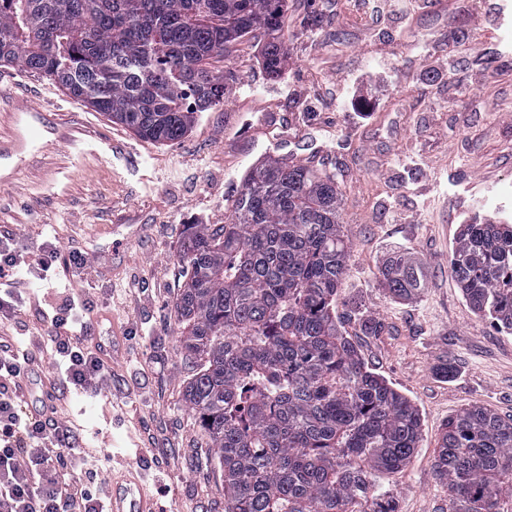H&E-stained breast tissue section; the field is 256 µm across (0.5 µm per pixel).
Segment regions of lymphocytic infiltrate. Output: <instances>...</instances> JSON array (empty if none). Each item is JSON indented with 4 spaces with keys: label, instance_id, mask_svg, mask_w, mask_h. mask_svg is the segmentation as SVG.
Here are the masks:
<instances>
[{
    "label": "lymphocytic infiltrate",
    "instance_id": "f902f5d3",
    "mask_svg": "<svg viewBox=\"0 0 512 512\" xmlns=\"http://www.w3.org/2000/svg\"><path fill=\"white\" fill-rule=\"evenodd\" d=\"M57 260V249L21 250L12 233H0V280L6 285H26L31 270L51 272ZM88 308L87 299L71 294L55 309L41 343L51 347L64 389L98 396L112 384V367L101 357L103 343L92 336ZM32 350V344L0 336V512H108V483L79 448L71 421L37 419L18 392L31 377ZM67 471L82 475V482H67Z\"/></svg>",
    "mask_w": 512,
    "mask_h": 512
}]
</instances>
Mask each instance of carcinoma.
I'll list each match as a JSON object with an SVG mask.
<instances>
[{"label":"carcinoma","instance_id":"carcinoma-1","mask_svg":"<svg viewBox=\"0 0 512 512\" xmlns=\"http://www.w3.org/2000/svg\"><path fill=\"white\" fill-rule=\"evenodd\" d=\"M288 0H0V66L62 86L157 144L224 102L212 67L245 38L282 64ZM350 242L336 175L268 161L231 222L191 224L174 309L198 371L185 401L224 477V512H398L375 486L420 441L417 408L369 368L336 317ZM451 273L474 314L512 334V224L460 225ZM378 284L406 300L420 268L391 256ZM449 512H512V418L463 408L434 454Z\"/></svg>","mask_w":512,"mask_h":512}]
</instances>
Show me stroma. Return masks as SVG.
<instances>
[{
  "instance_id": "1",
  "label": "stroma",
  "mask_w": 512,
  "mask_h": 512,
  "mask_svg": "<svg viewBox=\"0 0 512 512\" xmlns=\"http://www.w3.org/2000/svg\"><path fill=\"white\" fill-rule=\"evenodd\" d=\"M383 0H290L279 74L247 39L216 61L228 75L223 104L199 113L188 135L143 140L52 81L15 68V95L38 105L0 120L40 130L0 154V225L21 246L48 240L61 256L88 253L93 269L59 267L32 281L23 322L43 328L65 289L113 294L94 322L129 338L112 364V407L70 396L65 413L98 456L157 474L162 512H224V482L184 393L197 370L181 350L174 301L184 278L178 245L190 224H224L249 168L278 159L336 175L349 270L336 314L366 363L417 407L419 446L380 484L398 512H448L433 469L448 417L484 407L512 418V334L478 318L449 270L461 225L502 222L483 205L512 181V6L506 0H427L412 18L376 19ZM87 137L65 149L55 129ZM420 263L425 287L407 301L377 285L386 259ZM385 329L364 335L353 310Z\"/></svg>"
}]
</instances>
